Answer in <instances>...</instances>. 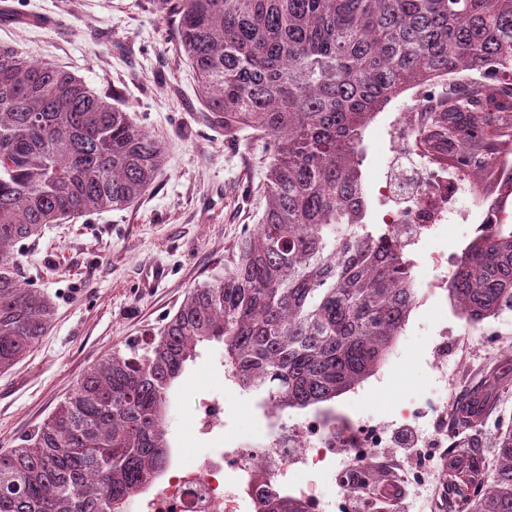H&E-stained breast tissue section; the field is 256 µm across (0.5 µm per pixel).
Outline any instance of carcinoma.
Returning <instances> with one entry per match:
<instances>
[{"label":"carcinoma","instance_id":"carcinoma-1","mask_svg":"<svg viewBox=\"0 0 512 512\" xmlns=\"http://www.w3.org/2000/svg\"><path fill=\"white\" fill-rule=\"evenodd\" d=\"M176 20L198 95L224 134L260 137L267 204L224 259L150 337L114 348L15 448L0 451V512H131L173 460L175 388L218 343L237 388L281 417L324 407L370 377L417 301L413 259L368 223L363 133L415 85L456 69L502 86L430 113L452 147L512 112V0H156ZM161 142L51 62L0 45V373L45 336L54 303L17 272L48 224L128 208L153 186ZM449 296L473 326L512 310V230L465 247ZM460 512H512V421L487 480L469 477ZM257 512H306L262 499Z\"/></svg>","mask_w":512,"mask_h":512}]
</instances>
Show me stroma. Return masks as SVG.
I'll return each mask as SVG.
<instances>
[{"instance_id": "35a3bbf8", "label": "stroma", "mask_w": 512, "mask_h": 512, "mask_svg": "<svg viewBox=\"0 0 512 512\" xmlns=\"http://www.w3.org/2000/svg\"><path fill=\"white\" fill-rule=\"evenodd\" d=\"M0 44L114 94L165 144L162 171L139 203L49 225L26 241L20 277L51 297L55 316L31 353L0 373L1 451L36 429L103 353L145 337L191 288L223 274L225 256L263 213L269 159L263 141L225 136L199 99L173 19L157 12L155 0H0ZM363 146L362 188L369 221L379 224L377 189L392 170L381 117L368 124ZM156 266L166 267L167 277L142 288V272ZM491 330L512 336V311L475 329L447 292L417 302L387 361L337 398V418L391 433L412 426L425 436L431 418L410 423L403 407L427 401L460 407L494 373L499 386L483 406L492 423L470 429L466 446L434 454L440 464L460 459L482 466L496 445L494 420H512V357L486 348ZM441 355L453 367L445 377L434 367ZM206 391L223 393L228 426L204 443L192 423L194 400ZM254 402L225 389L221 348L203 347L177 387L169 420L175 447L196 455L261 436Z\"/></svg>"}]
</instances>
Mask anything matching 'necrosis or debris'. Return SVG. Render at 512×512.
Returning a JSON list of instances; mask_svg holds the SVG:
<instances>
[{
	"label": "necrosis or debris",
	"instance_id": "4bbe7bcc",
	"mask_svg": "<svg viewBox=\"0 0 512 512\" xmlns=\"http://www.w3.org/2000/svg\"><path fill=\"white\" fill-rule=\"evenodd\" d=\"M388 149L396 166L412 164L417 173L404 208L391 207L392 185L379 187L386 206L384 224L390 234L413 249L438 237L449 217L457 215V193L468 187L474 197L470 222L485 234L499 232L485 209L489 195L501 190L512 176V137L502 136L483 172L459 166L452 156L433 149L418 136L419 115L404 112L387 117ZM273 439L239 442L195 456H180L164 478L133 505V512H255L257 501L287 494L288 474L296 466L316 470L328 458L330 448L342 444L346 460L335 472L338 496L323 502L314 490L303 488L299 496L309 512H347L353 498H361L372 512L378 498H385L388 512H406L401 498L391 488L375 489L365 473L391 439L384 431L344 422L326 423L319 418L290 426L277 418L265 421ZM224 428V397L207 393L194 401V430L199 440H209Z\"/></svg>",
	"mask_w": 512,
	"mask_h": 512
}]
</instances>
